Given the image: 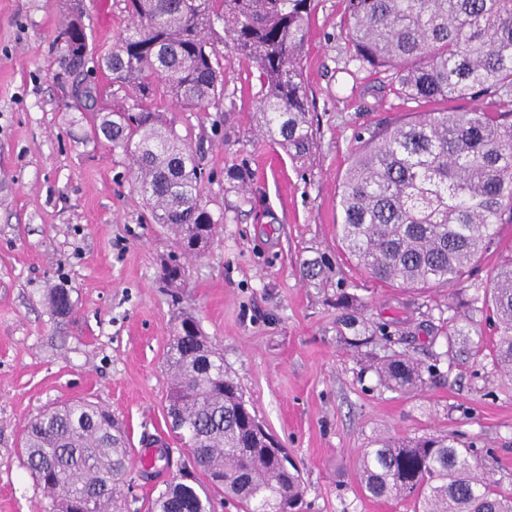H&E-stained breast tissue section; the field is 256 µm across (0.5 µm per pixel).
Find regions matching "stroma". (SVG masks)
<instances>
[{"instance_id":"1","label":"stroma","mask_w":512,"mask_h":512,"mask_svg":"<svg viewBox=\"0 0 512 512\" xmlns=\"http://www.w3.org/2000/svg\"><path fill=\"white\" fill-rule=\"evenodd\" d=\"M86 3L93 45L110 48L127 24L123 0ZM314 5L301 58L316 129L305 160L262 137L256 73L227 49L219 103H167L169 123L197 153L202 199L217 221L205 252L183 260L186 284L170 288L160 275L172 231L152 222L124 149L96 138L93 113L74 109L80 76L66 85L55 76L66 0H0V512H50L21 454L28 421L47 406L106 405L137 451L144 436L166 434L163 359L184 311L299 468L303 512H410L407 502L366 497L357 482V451L380 435L471 442L475 463L512 492V385L473 356L420 393L386 390L345 343L335 287L351 286L367 326L389 324L426 358L442 349L434 336L449 303L469 300L473 283L512 254V223L496 225L479 266L451 289L404 291L341 256L339 193L354 149L439 106L406 100L385 74L348 64L346 0ZM232 166L252 172L247 187L228 180ZM322 253L335 265L318 288L300 263ZM59 285L71 295L65 318L47 303ZM182 464L172 450L149 482L130 464L119 481L129 512H145Z\"/></svg>"}]
</instances>
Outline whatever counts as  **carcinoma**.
Here are the masks:
<instances>
[{"instance_id": "carcinoma-1", "label": "carcinoma", "mask_w": 512, "mask_h": 512, "mask_svg": "<svg viewBox=\"0 0 512 512\" xmlns=\"http://www.w3.org/2000/svg\"><path fill=\"white\" fill-rule=\"evenodd\" d=\"M131 23L105 55L94 57L82 17L70 0L67 35L55 59L62 71L86 62L151 104L138 111L97 113L95 132L123 147L135 185L156 224H167L186 253L208 240L215 221L202 202L196 155L170 126L158 102L208 107L224 92L211 34L257 71L256 110L263 137L294 159L314 144L309 97L300 67L314 0H126ZM349 58L360 71L385 72L414 101L452 107L424 112L377 132L354 154L340 193L343 251L370 278L413 291L458 283L512 222V0H348ZM100 91L87 85L79 111H95ZM162 268L176 286L186 268L176 257ZM467 306L489 312L496 336L472 337L467 316H452L440 336L446 350L426 365L395 349L400 335L382 324L352 330L346 344L370 351L379 385L398 393L423 390L463 353L488 351L512 381V254L474 285ZM53 312L69 314L68 289L49 293ZM195 317L186 312L167 351L171 371L166 416L187 429L179 439L190 472L171 480L147 512H215L228 498L238 512H300L304 487L284 448H270L241 387L224 367ZM24 464L52 499V512H126L114 493L132 449L103 406L74 400L52 407L24 430ZM472 449L448 436H379L360 450L357 476L375 499L407 501L412 512H512V495L471 464Z\"/></svg>"}]
</instances>
